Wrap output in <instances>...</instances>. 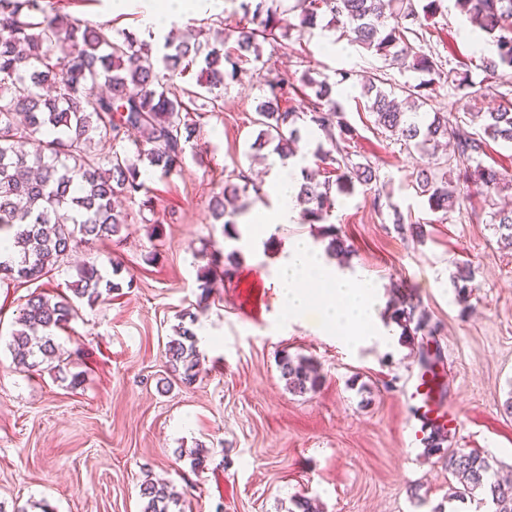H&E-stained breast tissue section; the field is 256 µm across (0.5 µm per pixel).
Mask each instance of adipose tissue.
<instances>
[{
    "mask_svg": "<svg viewBox=\"0 0 512 512\" xmlns=\"http://www.w3.org/2000/svg\"><path fill=\"white\" fill-rule=\"evenodd\" d=\"M272 191L278 204L255 216L254 221L262 225L263 232L244 238L242 244L247 248H254L263 235L296 218L293 197L297 185L293 179L278 176ZM273 281L284 315L295 321L315 318L317 333L344 336L357 345L375 344L382 348L392 344L398 334L397 328L379 318L383 300L372 281L328 264L307 240L289 241L275 266Z\"/></svg>",
    "mask_w": 512,
    "mask_h": 512,
    "instance_id": "adipose-tissue-1",
    "label": "adipose tissue"
}]
</instances>
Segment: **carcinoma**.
I'll return each instance as SVG.
<instances>
[{
  "mask_svg": "<svg viewBox=\"0 0 512 512\" xmlns=\"http://www.w3.org/2000/svg\"><path fill=\"white\" fill-rule=\"evenodd\" d=\"M265 0H240L239 9L251 26L239 31L235 45L226 46L224 35L212 42H154L155 35L139 40L130 34L115 36L111 30L52 13L43 0H0V233H8L12 255L0 261V282L37 281L57 269L60 261L83 244L122 241L127 215L114 206L120 196L134 198L148 193L140 164L169 175L182 167L186 150L199 133L189 118L184 100L187 89L178 80L200 66L195 111L202 116L220 111L224 90L242 66L259 61V42L287 36L288 11L263 9ZM443 0H295L300 27L311 28L318 18L341 29L349 44L359 46L384 63L398 66L413 80L395 83L378 74L363 78L364 110L374 124L407 150L435 156L443 139L454 140V154L417 172V193L427 198L429 209L448 214L463 205L466 195L448 179L455 166L465 180L485 188L484 202L491 209V224L500 239L512 245V209L498 206L494 195L512 185V174L483 165L487 143L462 137L448 122L445 112H427L430 94L448 88V96L470 88L469 70L447 67V62L428 49L429 21L441 13ZM457 7L477 27L494 52L482 58L479 69L490 82L512 75V0H456ZM313 90L304 112L287 106L296 83ZM336 83L309 73L296 78L292 72L276 74L263 83L262 100L255 108L260 130L251 148L273 146L282 159L297 154L298 122L322 131L332 149L318 148L316 159L331 167L336 178L322 181L304 177L296 200L301 223L320 224L335 206L336 196H350L361 186L371 194L373 208L383 207L380 176L368 162L355 163L340 143L354 139L355 129L335 98ZM480 114L484 133L494 141L512 144V100ZM120 142V148L102 155L93 146ZM25 144L33 151L21 150ZM250 178L243 172L227 176L224 186L210 201L212 215L224 220V234L233 232L239 215L240 195L248 191ZM333 253H348L350 245L324 230ZM238 255L211 252L204 267L196 305L209 306L211 280L217 275L232 279ZM474 272L467 264L457 267L453 285L460 302H468ZM121 288L94 263L78 268L73 296L57 300L33 292L21 308L11 334L9 349L21 371L43 364L59 375L68 374L55 331L77 316L75 300L92 306ZM392 318L402 335L413 342L418 336H434L437 326L418 306L403 302ZM198 315L189 309L180 314L175 336L166 343L169 380L187 387L196 381L199 362L195 332ZM288 390L306 394L316 389L320 375L312 359L285 355L279 361ZM448 434L435 428L426 438V453L440 455L448 473L461 489L448 496L465 502L479 491L480 504L489 512H512V469L504 473L488 457L475 450L443 448ZM146 500L143 512H180V496L166 483L149 478L140 485Z\"/></svg>",
  "mask_w": 512,
  "mask_h": 512,
  "instance_id": "carcinoma-1",
  "label": "carcinoma"
}]
</instances>
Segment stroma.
<instances>
[{
    "mask_svg": "<svg viewBox=\"0 0 512 512\" xmlns=\"http://www.w3.org/2000/svg\"><path fill=\"white\" fill-rule=\"evenodd\" d=\"M59 13L142 36L140 2L113 14L111 0H53ZM466 18L455 0H443L430 43L444 59H476L462 38ZM236 0H203L176 16L178 33L203 42L223 32L236 40L244 26ZM335 41L326 50L325 38ZM259 62L246 65L224 93L221 111L205 115L181 171L148 169L150 207L126 199L122 244L81 246L51 278L0 283V512H142L145 477L165 480L181 496L183 512H291L292 498L315 499L320 512H440L455 480L438 456L414 440L415 425L403 395L417 372L416 346L397 341L388 351L358 349L334 335H319L312 321L283 320L273 288L277 257L291 238L325 249L319 224L277 227L260 247L240 249L211 216L209 201L227 175L251 174L259 194H247L249 211L270 209L265 180L271 148L252 147L259 127L255 107L265 75L310 69L337 79L339 70L375 71L380 60L341 39L337 29L290 30L262 43ZM474 91L448 98L432 94L431 107L453 126L483 137L478 115L512 93V77L487 83L472 70ZM356 137L347 145L354 161L370 162L385 180L390 205L373 209L368 195L340 196L329 218L352 251L343 270L371 279L384 299L382 316L400 302L424 309L438 323L446 372L445 401L460 423L452 448L475 449L503 469L512 468V246L500 242L481 196L446 214L430 211L416 192L418 152L403 150L373 118L358 111L361 87L337 92ZM400 211L405 228L393 222ZM425 228L423 239L408 223ZM239 250L237 275L219 282L197 330L211 336L191 387L166 385L165 344L179 313L195 304L197 277L211 251ZM120 260L122 280L133 288L113 292L78 315L56 341L83 375L77 388L47 370H16L8 349L15 319L33 291L67 294L80 263L102 272ZM476 270L467 303H459L456 264ZM303 355L317 364L322 382L299 395L288 390L278 361ZM207 448L204 469L191 466L189 450Z\"/></svg>",
    "mask_w": 512,
    "mask_h": 512,
    "instance_id": "stroma-1",
    "label": "stroma"
}]
</instances>
